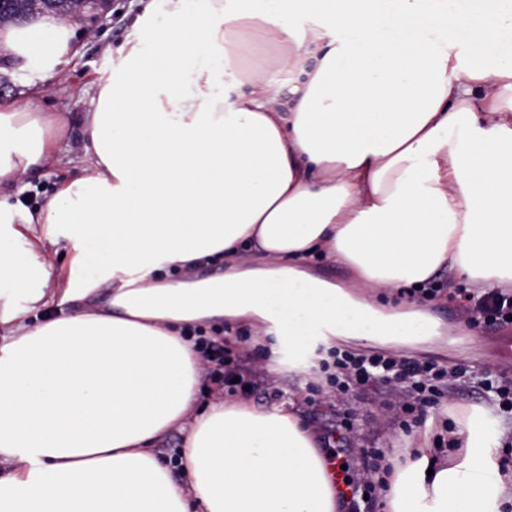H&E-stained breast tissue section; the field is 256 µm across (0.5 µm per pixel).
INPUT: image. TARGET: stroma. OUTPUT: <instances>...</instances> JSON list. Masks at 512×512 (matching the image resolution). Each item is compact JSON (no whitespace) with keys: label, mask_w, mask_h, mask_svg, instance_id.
Returning a JSON list of instances; mask_svg holds the SVG:
<instances>
[{"label":"stroma","mask_w":512,"mask_h":512,"mask_svg":"<svg viewBox=\"0 0 512 512\" xmlns=\"http://www.w3.org/2000/svg\"><path fill=\"white\" fill-rule=\"evenodd\" d=\"M141 8L140 0H104L98 10L80 12L72 38L74 53L66 57L54 76L43 78L22 70L0 74V79L7 82L6 87L0 88V94L14 96L31 89L38 90L43 108L50 112L70 113L74 120L63 143L61 163L34 168L21 182L20 198L29 208L41 206L57 184L81 165L78 118L81 113L91 110L96 95L94 80L111 64L110 49L131 34L132 21ZM451 279V274L445 270L435 274L434 280L440 290L429 299L427 307L445 323L454 326L456 345L400 351L401 356L431 361L455 374L440 406L418 407L417 412L424 416L426 423L414 427L412 434L404 433L397 414L399 403L409 401V394L386 382L354 386L344 394L332 392L313 372L319 360L315 354L306 358L305 370L298 374L289 371L287 358L271 361L253 342L234 343V351L245 360L247 367L256 371L245 392L246 398L265 407L275 402L273 390L281 391L293 381H302L301 417L310 426L331 436L333 451L341 455L349 470L357 474L366 471L370 451H380L389 459L402 457L405 449L414 447L417 435L424 430L440 434L443 422H456L459 416L471 412L483 413L490 423L506 427V434L493 444L489 454L501 465L512 466V416L499 412L485 393L463 376L468 370L488 372L499 379L510 380L512 367H506L497 358L491 332L466 325L463 303L456 294L447 291ZM348 420L353 421V429H345L344 423Z\"/></svg>","instance_id":"35a3bbf8"}]
</instances>
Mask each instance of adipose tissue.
<instances>
[{"label": "adipose tissue", "instance_id": "1", "mask_svg": "<svg viewBox=\"0 0 512 512\" xmlns=\"http://www.w3.org/2000/svg\"><path fill=\"white\" fill-rule=\"evenodd\" d=\"M72 34L53 14L9 24L0 57L50 76ZM116 54L81 117L83 164L43 207L16 187L59 163L68 119L0 99V512H343L295 400H200L192 334L246 327L295 365L326 317L344 340L422 341L425 314L379 297L441 269L512 288V13L146 0ZM204 260L223 274L198 277ZM174 432L173 466L155 450ZM502 434L469 415L464 455L443 462L421 436L383 475L380 512H502L512 468L487 454Z\"/></svg>", "mask_w": 512, "mask_h": 512}]
</instances>
